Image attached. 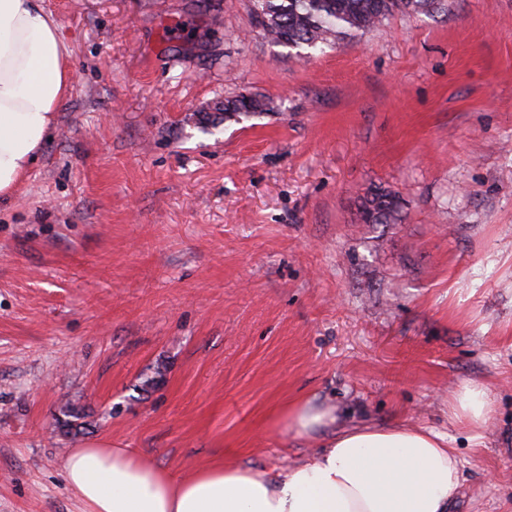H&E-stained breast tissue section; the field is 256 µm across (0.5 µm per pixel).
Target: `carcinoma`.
I'll return each mask as SVG.
<instances>
[{
	"instance_id": "1",
	"label": "carcinoma",
	"mask_w": 512,
	"mask_h": 512,
	"mask_svg": "<svg viewBox=\"0 0 512 512\" xmlns=\"http://www.w3.org/2000/svg\"><path fill=\"white\" fill-rule=\"evenodd\" d=\"M442 0H253L255 27L267 41L291 49H323L353 42L396 12L431 14ZM267 101L257 95H239L217 101L203 119L212 126L267 111ZM364 224H397L402 203L382 186L370 188L359 203ZM84 409L67 401L60 405L57 424L80 432Z\"/></svg>"
}]
</instances>
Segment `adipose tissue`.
Masks as SVG:
<instances>
[{
	"label": "adipose tissue",
	"instance_id": "ef3b65f1",
	"mask_svg": "<svg viewBox=\"0 0 512 512\" xmlns=\"http://www.w3.org/2000/svg\"><path fill=\"white\" fill-rule=\"evenodd\" d=\"M40 0H0V202L11 198L47 141L74 70ZM494 413L487 388L460 382L449 415L473 431ZM298 437L322 430L324 448L286 477L216 464L182 479L119 445L73 449L66 480L81 512H449L460 460L446 436L402 423L337 427L334 409L306 400L285 418Z\"/></svg>",
	"mask_w": 512,
	"mask_h": 512
}]
</instances>
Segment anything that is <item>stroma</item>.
<instances>
[{"instance_id": "obj_1", "label": "stroma", "mask_w": 512, "mask_h": 512, "mask_svg": "<svg viewBox=\"0 0 512 512\" xmlns=\"http://www.w3.org/2000/svg\"><path fill=\"white\" fill-rule=\"evenodd\" d=\"M41 6L76 78L0 204V512H79L90 441L288 473L326 441L288 431L304 399L447 435L452 512H512V0L301 56L250 0ZM240 94L269 111L197 123ZM378 184L401 223H359ZM464 380L498 406L478 442L448 420ZM86 414L82 407H78L73 403L67 401L60 405L59 414L57 415V424L63 428L68 429L67 432L75 431V434L81 431L84 422L81 421L85 418Z\"/></svg>"}]
</instances>
